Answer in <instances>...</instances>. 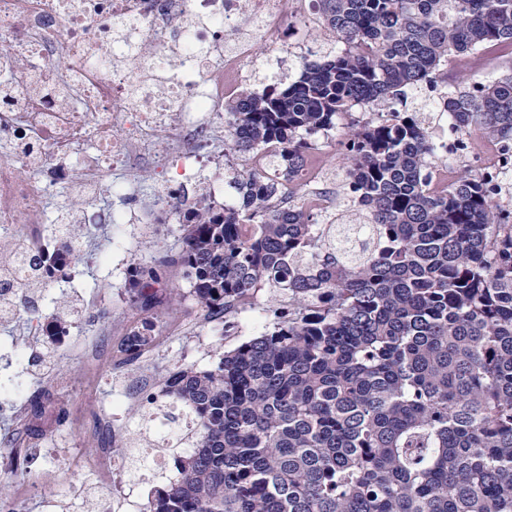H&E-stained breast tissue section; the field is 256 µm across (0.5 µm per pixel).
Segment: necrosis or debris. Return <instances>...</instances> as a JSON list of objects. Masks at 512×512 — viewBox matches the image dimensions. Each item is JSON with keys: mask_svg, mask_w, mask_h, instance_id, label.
Wrapping results in <instances>:
<instances>
[{"mask_svg": "<svg viewBox=\"0 0 512 512\" xmlns=\"http://www.w3.org/2000/svg\"><path fill=\"white\" fill-rule=\"evenodd\" d=\"M313 16L312 0H0V239L42 254L40 217L60 186L81 201L62 209V224H167L214 195L225 99L264 67L265 37L290 34L282 54L305 55L297 22ZM432 134L440 158L503 168L448 122ZM146 171L154 191L131 207ZM105 193L113 206H100ZM81 466L102 506L133 495L111 449Z\"/></svg>", "mask_w": 512, "mask_h": 512, "instance_id": "necrosis-or-debris-1", "label": "necrosis or debris"}]
</instances>
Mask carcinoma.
<instances>
[{
    "instance_id": "carcinoma-1",
    "label": "carcinoma",
    "mask_w": 512,
    "mask_h": 512,
    "mask_svg": "<svg viewBox=\"0 0 512 512\" xmlns=\"http://www.w3.org/2000/svg\"><path fill=\"white\" fill-rule=\"evenodd\" d=\"M332 47L299 76L224 103V151L276 148L229 176L238 202L204 198L183 246L129 271L133 301L170 266L209 320L259 305L271 328L217 365L164 376L192 417L195 449L169 450L177 479L148 512H512V170L505 203L465 165L435 156L431 125L512 156V68L423 112L412 90L455 57L512 47V0H313ZM372 116L353 117L354 108ZM344 163L329 209L297 184L317 139ZM297 200L275 202L277 177ZM152 343L143 326L118 351Z\"/></svg>"
}]
</instances>
